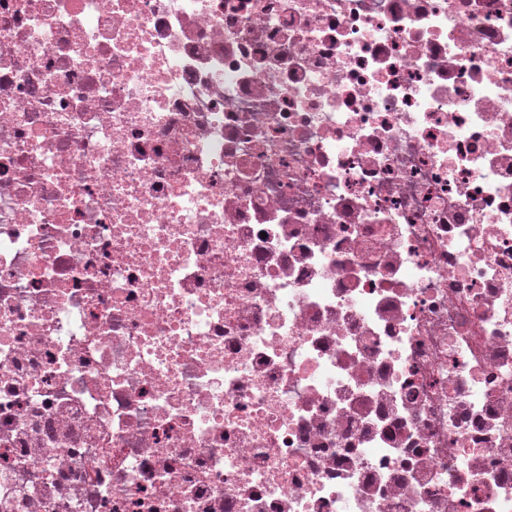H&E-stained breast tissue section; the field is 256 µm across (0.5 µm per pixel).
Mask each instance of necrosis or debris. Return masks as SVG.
<instances>
[{
	"mask_svg": "<svg viewBox=\"0 0 512 512\" xmlns=\"http://www.w3.org/2000/svg\"><path fill=\"white\" fill-rule=\"evenodd\" d=\"M0 512H512V0H0Z\"/></svg>",
	"mask_w": 512,
	"mask_h": 512,
	"instance_id": "1",
	"label": "necrosis or debris"
}]
</instances>
